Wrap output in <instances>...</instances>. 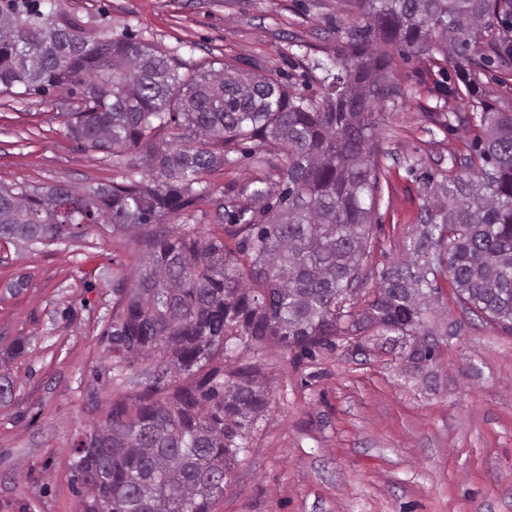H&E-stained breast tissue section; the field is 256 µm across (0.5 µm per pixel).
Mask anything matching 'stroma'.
<instances>
[{
    "label": "stroma",
    "mask_w": 512,
    "mask_h": 512,
    "mask_svg": "<svg viewBox=\"0 0 512 512\" xmlns=\"http://www.w3.org/2000/svg\"><path fill=\"white\" fill-rule=\"evenodd\" d=\"M178 56L187 67L230 63L321 97L318 61L334 55L336 28L360 22L356 0H67ZM405 95L376 144V211L361 285L407 259L423 203V172L468 154L475 124L446 128L438 84L455 69L436 51L398 62ZM485 104L512 113V68L477 76ZM55 91L0 94V185L74 191L118 178L110 154L66 132ZM206 177L194 223L213 221V199L262 176L248 145ZM139 262L135 243L111 225L62 246L0 240V374L14 396L0 406V512H83L72 463L79 441L115 402L143 392L141 364L116 370L108 335L120 279ZM439 348L421 370L398 352L337 340L305 355L276 340L232 341L214 364L255 366L270 403L245 433L224 495L212 512H512V331L465 310L450 282L427 314ZM28 343L22 355L14 343Z\"/></svg>",
    "instance_id": "obj_1"
}]
</instances>
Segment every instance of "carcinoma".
Masks as SVG:
<instances>
[{"instance_id":"obj_1","label":"carcinoma","mask_w":512,"mask_h":512,"mask_svg":"<svg viewBox=\"0 0 512 512\" xmlns=\"http://www.w3.org/2000/svg\"><path fill=\"white\" fill-rule=\"evenodd\" d=\"M362 27L345 33L324 72L319 100L274 77L233 65L180 75L178 58L129 32L116 34L66 10L65 0H0V93L58 90L80 103L57 116L75 142L135 151L138 170L80 195L64 186L0 187V238L48 247L110 224L141 255L112 317L117 362H152L146 395L112 404L105 426L78 444L84 512H210L224 496L245 422L269 395L254 372L220 381L210 367L235 338H273L310 353L370 329L408 348L416 370L435 357L426 312L449 281L479 318L512 330V113L480 102L473 75L512 67L493 36L512 0H358ZM449 48L460 74L448 96L479 102L481 135L451 166L424 174V202L407 261L357 293L372 230L375 140L383 113L403 95L395 57ZM174 130L170 138L158 135ZM281 157L274 171L224 193L217 227L190 217L205 176L232 163L238 143ZM230 218V226L222 225ZM187 375L194 381L180 384Z\"/></svg>"}]
</instances>
